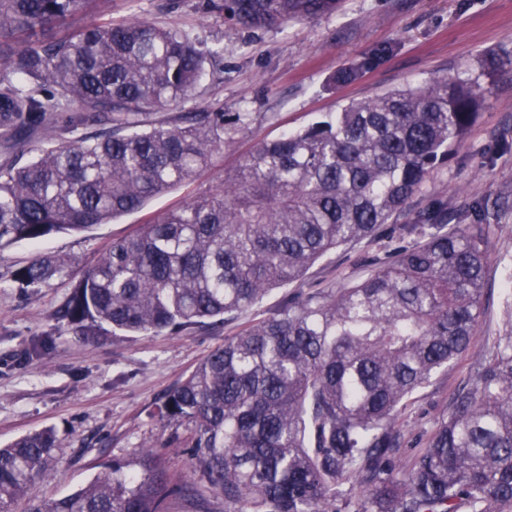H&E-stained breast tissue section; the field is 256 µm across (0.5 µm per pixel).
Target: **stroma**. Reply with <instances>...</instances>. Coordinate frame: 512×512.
Returning <instances> with one entry per match:
<instances>
[{
	"mask_svg": "<svg viewBox=\"0 0 512 512\" xmlns=\"http://www.w3.org/2000/svg\"><path fill=\"white\" fill-rule=\"evenodd\" d=\"M197 3L180 0L173 8L169 0H109L113 19L147 20L216 51V63L200 87L162 117L175 123L186 112L248 113L233 143L197 180L152 198L137 211L84 232L0 248V446L48 426L60 440L48 477L32 484L12 512H30L36 503L66 495L112 461H134L149 445L171 472L192 479L191 458L182 446L187 426L158 416L161 397L225 337L280 308L286 295L282 289L271 291L233 319L208 320L175 333L79 335L57 320L56 311L112 242L200 193L221 189L225 169L239 165L257 144L322 120L353 99L476 72L489 52L501 57L503 68L483 80L488 92L480 119L392 221L413 224L423 211L440 208L461 216L475 200L508 199L487 243L490 266L476 347L491 345L502 328L501 278L504 266L512 264V0H345L335 13L255 30L233 27L222 16L202 12ZM390 40L400 44L395 56L352 84L337 83L339 69ZM390 249L384 237L335 249L308 270L298 287L305 292L338 287ZM39 254L65 258L66 274L41 288L13 283V272ZM41 337L49 344L32 355L31 346ZM469 366L462 361L413 395L402 415V461L422 448Z\"/></svg>",
	"mask_w": 512,
	"mask_h": 512,
	"instance_id": "stroma-1",
	"label": "stroma"
}]
</instances>
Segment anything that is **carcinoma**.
<instances>
[{
    "label": "carcinoma",
    "instance_id": "cac0c4a2",
    "mask_svg": "<svg viewBox=\"0 0 512 512\" xmlns=\"http://www.w3.org/2000/svg\"><path fill=\"white\" fill-rule=\"evenodd\" d=\"M103 0H0V136L65 119L93 131L0 168V248L84 231L191 181L224 151L250 113L146 117L189 98L212 52L181 32L112 19ZM342 0H199L243 28L332 14ZM92 16L86 23L81 16ZM371 47L341 69L349 83L394 56ZM477 74L438 78L368 100L264 142L224 187L112 243L76 284L60 317L131 334L174 332L258 304L299 281L333 249L395 241L352 282L293 291L282 307L224 339L165 396L159 414L192 424L183 440L196 485L152 449L31 512H168L187 497L211 512H512V304L493 346L474 347L489 257V202L473 223L442 210L388 224L448 162L480 117ZM68 116H62V113ZM416 237L412 244L410 237ZM64 259L42 255L12 275L39 288ZM476 363L423 448L399 464L401 412L465 356ZM60 441L51 428L0 448V512L35 481Z\"/></svg>",
    "mask_w": 512,
    "mask_h": 512
}]
</instances>
